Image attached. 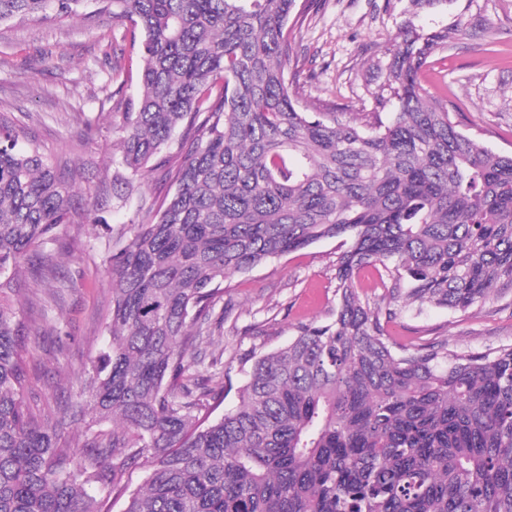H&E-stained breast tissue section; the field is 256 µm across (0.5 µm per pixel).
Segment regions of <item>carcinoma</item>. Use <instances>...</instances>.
Returning a JSON list of instances; mask_svg holds the SVG:
<instances>
[{
    "mask_svg": "<svg viewBox=\"0 0 512 512\" xmlns=\"http://www.w3.org/2000/svg\"><path fill=\"white\" fill-rule=\"evenodd\" d=\"M90 1L98 27L129 23L143 58L112 126L117 199L152 167L174 190L116 232L106 340L67 415L34 408L11 295L23 267H54L55 251H30L58 225L105 219L96 198L73 206L81 167L63 179L0 117V512H110L125 494L123 512H512V344L399 353L387 334L405 310L512 290V154L461 132L418 82L458 29L403 27L375 63L395 111L364 128L292 99L298 0H0V23L62 22ZM103 53L124 86L116 43ZM333 238L331 319L240 356L238 403L211 418L231 379L192 370V353L224 324V279ZM369 266L371 302L356 289ZM67 417L89 434L77 463Z\"/></svg>",
    "mask_w": 512,
    "mask_h": 512,
    "instance_id": "cac0c4a2",
    "label": "carcinoma"
}]
</instances>
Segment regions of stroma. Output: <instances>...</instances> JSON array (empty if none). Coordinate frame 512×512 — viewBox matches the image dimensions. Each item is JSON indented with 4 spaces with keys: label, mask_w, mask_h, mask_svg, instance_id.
I'll use <instances>...</instances> for the list:
<instances>
[{
    "label": "stroma",
    "mask_w": 512,
    "mask_h": 512,
    "mask_svg": "<svg viewBox=\"0 0 512 512\" xmlns=\"http://www.w3.org/2000/svg\"><path fill=\"white\" fill-rule=\"evenodd\" d=\"M412 22L431 32L456 26L458 40L436 47L419 72L429 97L447 104L463 133L494 151L512 153V0H313L302 25L292 32L293 52L304 71L293 95L300 106L323 104L372 123L376 97L384 89L370 59L389 61L399 27ZM103 32L88 19L41 25L12 20L0 25V112L14 120L20 144L35 143L45 153L86 169L76 185L75 204L94 192L103 205L105 225L64 224L57 230V300L24 288L14 301L27 327L24 357L27 395L41 403L64 405L77 392L103 346L105 312L112 300L107 260L115 252L113 227L130 223L139 197L165 194L163 170L146 171L139 197L121 204L107 183L112 179V123L137 94L141 69L138 49H126L122 64L132 75L120 94L106 85L109 63L102 55ZM96 121L84 139V120ZM338 240L329 239L289 253L224 281L228 319L224 331L202 347L203 358L221 356L233 367L238 357L259 348L268 352L287 343L297 325L327 321L336 307L330 265ZM396 349H415L423 340H448L461 351H483L512 343V291L494 306L467 311L428 307L391 323Z\"/></svg>",
    "instance_id": "obj_1"
}]
</instances>
